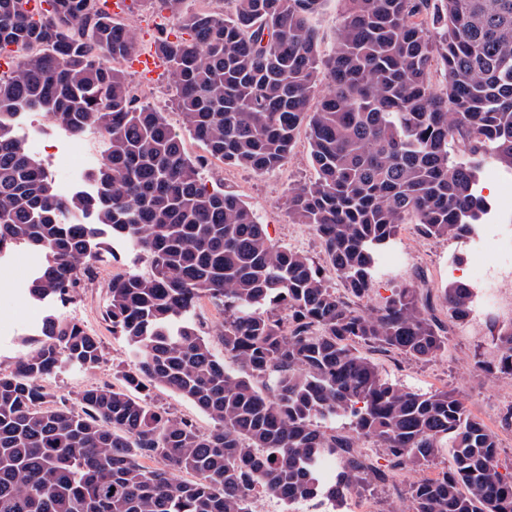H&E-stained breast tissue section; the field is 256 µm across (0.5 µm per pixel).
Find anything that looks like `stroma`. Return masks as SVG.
<instances>
[{
	"instance_id": "35a3bbf8",
	"label": "stroma",
	"mask_w": 512,
	"mask_h": 512,
	"mask_svg": "<svg viewBox=\"0 0 512 512\" xmlns=\"http://www.w3.org/2000/svg\"><path fill=\"white\" fill-rule=\"evenodd\" d=\"M127 77L141 102L163 111L172 126H180L181 117L170 102L173 88L167 72H159L148 81L133 71ZM15 131L47 168L56 188L63 192L81 183L85 174L100 164L108 149L107 141L97 132L89 130L72 136L43 112L25 114ZM204 174L214 185L236 191L260 221L267 224L275 242L301 251L325 266L332 286L340 287L334 270L327 266L328 258L319 238L308 225L293 223L284 205L289 186L307 182L314 175L306 137L298 138L290 160L275 172L258 175L212 160ZM467 252V243L426 237L418 224L407 222L379 258L371 304H381L392 288L408 282L415 283L431 298H438L442 288L460 279ZM146 269V263L124 243L107 240L95 261L94 279L75 301L57 307L59 318L78 320L98 336L103 360L91 371L66 367L45 379L44 385L54 397L71 401L89 385L115 383L118 370L129 365L125 341L113 334L105 318L108 285L115 274ZM30 278V272L21 271L10 260L0 261V372L12 369L16 357L25 350L22 337L34 334L42 321V307L27 299ZM504 326L503 320L487 319L478 332L465 336L457 324H449L447 351L428 362L385 351L371 352L370 357L385 379L417 392L453 390L472 415L488 422L498 416L501 398L512 394V379L493 376L480 367L481 362L494 357L496 337ZM447 466L448 459L443 456L425 470L399 472L393 487L365 491L360 498L372 512H405L407 504L398 498V489L422 476L435 475Z\"/></svg>"
}]
</instances>
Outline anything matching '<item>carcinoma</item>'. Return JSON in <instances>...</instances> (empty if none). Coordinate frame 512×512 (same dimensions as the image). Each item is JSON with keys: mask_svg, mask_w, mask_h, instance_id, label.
I'll use <instances>...</instances> for the list:
<instances>
[{"mask_svg": "<svg viewBox=\"0 0 512 512\" xmlns=\"http://www.w3.org/2000/svg\"><path fill=\"white\" fill-rule=\"evenodd\" d=\"M29 2L0 0L11 64L0 74V254L41 256L28 294L50 307L92 280L105 235L148 271L108 285L106 316L134 357L120 384L91 385L73 406L46 391L63 366L94 370L103 357L97 336L51 312L0 373V512H254L255 488L338 512L350 492L444 452L446 470L401 494L408 512H512V471L500 470L484 422L451 391L388 381L359 350L422 361L447 350L445 325L413 285L377 307L361 302L408 216L427 237L468 239L488 207L483 165L512 169V0H346L326 57L313 20L327 0H234L229 17L137 0L179 22L173 38L157 25L154 49L181 132L114 66L137 47L132 26L98 0H44L37 13ZM321 74L328 90L311 112ZM28 112L108 140L93 190L54 191L14 135ZM302 129L315 177L285 204L323 242L342 295L239 195L210 187L204 161L184 150L186 132L209 157L261 175L288 162ZM203 298L224 312L222 359L193 318ZM442 303L463 322L474 288L453 282ZM496 347L479 365L512 379V326ZM152 387L192 401L213 427L173 417L148 400ZM336 418L347 433L328 431ZM364 442L384 463L356 453ZM182 471L191 478H175Z\"/></svg>", "mask_w": 512, "mask_h": 512, "instance_id": "1", "label": "carcinoma"}]
</instances>
